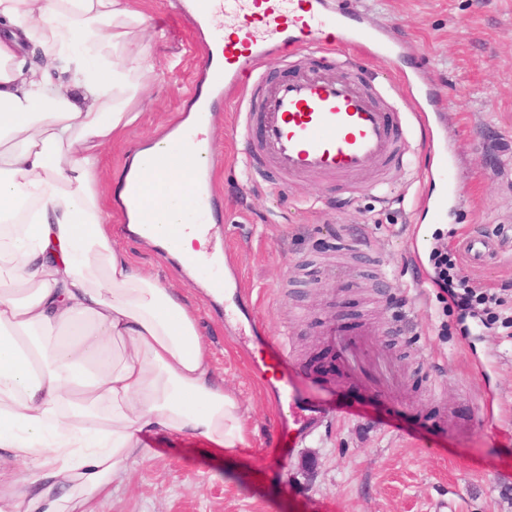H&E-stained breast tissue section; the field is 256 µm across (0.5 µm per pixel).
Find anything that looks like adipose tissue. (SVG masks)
<instances>
[{
	"label": "adipose tissue",
	"mask_w": 512,
	"mask_h": 512,
	"mask_svg": "<svg viewBox=\"0 0 512 512\" xmlns=\"http://www.w3.org/2000/svg\"><path fill=\"white\" fill-rule=\"evenodd\" d=\"M146 28L138 0H0V222L28 208L0 236V512H95L152 432L246 443L195 311L113 245L101 205V153L148 88L130 53ZM197 161L160 139L128 177L138 235L204 261L186 207Z\"/></svg>",
	"instance_id": "adipose-tissue-1"
}]
</instances>
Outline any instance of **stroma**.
Returning a JSON list of instances; mask_svg holds the SVG:
<instances>
[{
  "label": "stroma",
  "mask_w": 512,
  "mask_h": 512,
  "mask_svg": "<svg viewBox=\"0 0 512 512\" xmlns=\"http://www.w3.org/2000/svg\"><path fill=\"white\" fill-rule=\"evenodd\" d=\"M366 25L404 35L400 60L423 57L448 102L428 134L448 151L460 200L439 215L421 206L441 182L415 128L402 127L404 165L373 191L340 190L314 177L287 188L243 161L232 127L237 107L216 106L222 155L213 169L222 221L211 243L230 253L242 288L223 301L193 286L158 246L130 234L118 207L121 176L153 133L187 110L203 55L177 16V0H143L147 36L133 43L155 63L139 120L106 150L99 171L113 241L168 285L198 317L214 371L237 394L247 444L227 456L194 442L150 435L151 460L114 483L99 512H512V327L466 316L432 280L433 254L464 234L494 239L485 266H462L494 289L512 317V0H352ZM356 73L386 106L392 68L352 54ZM366 332L365 354L383 363L390 386L354 383L328 353L323 322ZM284 355L306 389L338 409L288 460L284 480L267 477L278 455L274 392L252 363Z\"/></svg>",
  "instance_id": "1"
}]
</instances>
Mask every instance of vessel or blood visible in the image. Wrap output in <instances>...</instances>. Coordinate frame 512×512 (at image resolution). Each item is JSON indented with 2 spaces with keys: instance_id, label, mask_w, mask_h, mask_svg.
Returning <instances> with one entry per match:
<instances>
[{
  "instance_id": "vessel-or-blood-1",
  "label": "vessel or blood",
  "mask_w": 512,
  "mask_h": 512,
  "mask_svg": "<svg viewBox=\"0 0 512 512\" xmlns=\"http://www.w3.org/2000/svg\"><path fill=\"white\" fill-rule=\"evenodd\" d=\"M180 10L201 30L213 31L219 42L208 56L212 96L208 107L236 95L240 104L257 105L261 138L246 163L270 165L277 184L321 177L338 185L374 189L372 174L389 175L403 165L404 148L396 134L398 113L378 101L371 88L349 70L344 49L393 61L395 46L378 29L359 26L354 13L330 8L327 0H181ZM338 55L336 68L311 65L296 77L268 84L262 69L270 53L290 59L308 47ZM408 97H422L425 109L439 113L446 101L417 75L403 77ZM213 185L209 169H200L189 199L194 223L207 225L212 216ZM461 249L472 265H484L493 245L483 237H467ZM353 378L364 375L358 339L345 336L335 323L323 330ZM288 405L280 458L304 447L333 409L316 401L295 380L279 377Z\"/></svg>"
}]
</instances>
